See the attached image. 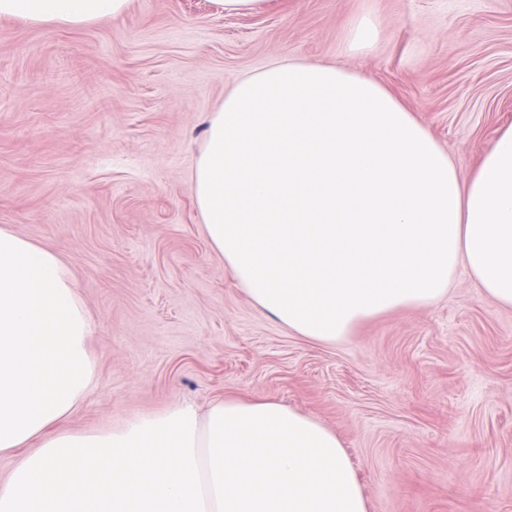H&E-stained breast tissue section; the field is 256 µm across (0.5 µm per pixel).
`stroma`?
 Here are the masks:
<instances>
[{
  "label": "stroma",
  "instance_id": "obj_1",
  "mask_svg": "<svg viewBox=\"0 0 512 512\" xmlns=\"http://www.w3.org/2000/svg\"><path fill=\"white\" fill-rule=\"evenodd\" d=\"M371 16V47L349 50ZM280 59L375 78L461 177L512 124V0H131L79 29L0 20V227L55 250L93 318L97 383L64 426L270 398L336 431L369 512H512V308L448 296L319 344L212 252L189 187L205 120ZM227 15L255 14L265 10L268 0H212Z\"/></svg>",
  "mask_w": 512,
  "mask_h": 512
}]
</instances>
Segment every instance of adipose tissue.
<instances>
[{
	"mask_svg": "<svg viewBox=\"0 0 512 512\" xmlns=\"http://www.w3.org/2000/svg\"><path fill=\"white\" fill-rule=\"evenodd\" d=\"M129 5L0 0V18L81 28ZM190 187L225 270L295 335L336 343L461 270L512 307V125L464 178L380 83L280 62L211 113ZM91 333L60 255L0 228V512H369L336 432L270 399L61 429L96 384Z\"/></svg>",
	"mask_w": 512,
	"mask_h": 512,
	"instance_id": "adipose-tissue-1",
	"label": "adipose tissue"
}]
</instances>
